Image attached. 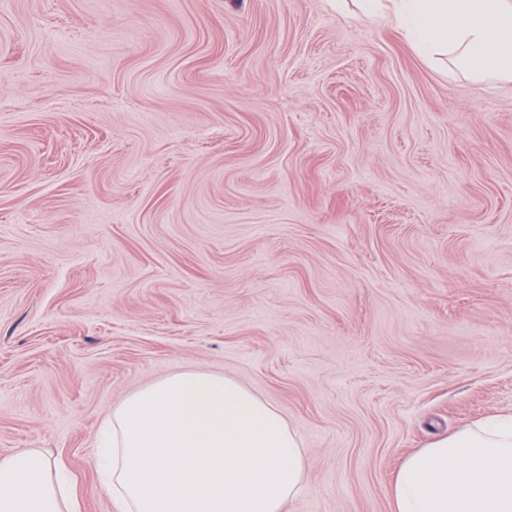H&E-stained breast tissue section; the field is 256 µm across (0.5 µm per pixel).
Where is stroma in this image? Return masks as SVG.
<instances>
[{"mask_svg": "<svg viewBox=\"0 0 512 512\" xmlns=\"http://www.w3.org/2000/svg\"><path fill=\"white\" fill-rule=\"evenodd\" d=\"M303 440L286 512H392L512 414V80L358 0H0V457L64 462L169 375Z\"/></svg>", "mask_w": 512, "mask_h": 512, "instance_id": "stroma-1", "label": "stroma"}]
</instances>
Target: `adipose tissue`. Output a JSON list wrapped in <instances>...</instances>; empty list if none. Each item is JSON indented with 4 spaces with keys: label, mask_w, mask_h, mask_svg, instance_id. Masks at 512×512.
I'll return each instance as SVG.
<instances>
[{
    "label": "adipose tissue",
    "mask_w": 512,
    "mask_h": 512,
    "mask_svg": "<svg viewBox=\"0 0 512 512\" xmlns=\"http://www.w3.org/2000/svg\"><path fill=\"white\" fill-rule=\"evenodd\" d=\"M416 36L470 73L512 78V0H392ZM304 450L279 411L227 377L185 371L129 395L98 461L116 512H284L307 487ZM393 512H512V416L433 438L390 489ZM56 462L0 458V512H78Z\"/></svg>",
    "instance_id": "obj_1"
}]
</instances>
